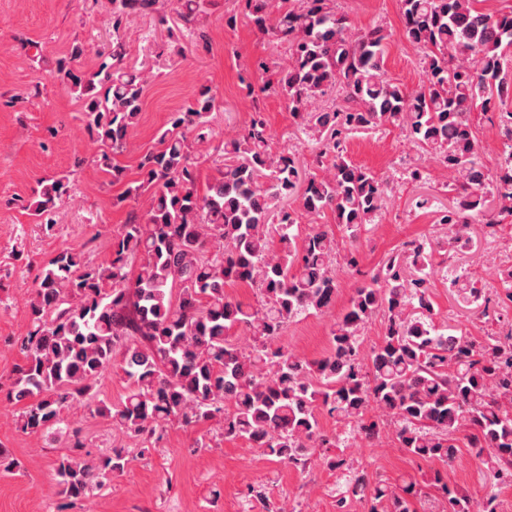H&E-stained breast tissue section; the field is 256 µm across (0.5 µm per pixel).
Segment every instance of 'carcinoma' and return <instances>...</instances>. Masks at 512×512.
Masks as SVG:
<instances>
[{"label":"carcinoma","instance_id":"obj_1","mask_svg":"<svg viewBox=\"0 0 512 512\" xmlns=\"http://www.w3.org/2000/svg\"><path fill=\"white\" fill-rule=\"evenodd\" d=\"M332 2L246 0L253 26L288 42V62L264 91L283 98L315 140V171L304 178L296 156L272 155L266 121L254 112L224 140L223 167L199 190L194 146L207 141L215 109L203 88L171 113L160 149L141 158L145 179L121 194L122 201L142 202L144 214L115 236L112 258L90 266L80 251L65 248L40 269L29 328L12 342L21 363L0 394L25 403L16 421L21 432L67 437L68 452L55 461L59 495L83 499L130 463L123 448L98 459L84 452L69 412L87 408L143 444L160 443L171 425L215 420L224 438L243 439L280 463L304 468L317 454L342 470L336 512H353L356 504L362 512H499L497 486L512 484V331L476 337L439 324L430 269L434 254L468 244L471 218L485 212L488 194L497 196L499 215L512 217V152L488 175L477 162L470 119L475 108L487 113L512 99V7L487 12L477 0H400L405 36L423 52L424 83L409 92L384 76L383 30L352 32ZM106 4L112 41L99 50L102 61L92 71L74 67L84 52L75 46L58 61L56 78L82 102L80 120L118 181L123 169L112 156L126 148L152 79L125 68L123 30L164 0ZM175 4L183 25L205 39L191 26L209 0ZM329 91L341 92V101L313 107ZM387 125L401 127L422 150L443 151L456 174L457 205L438 220L448 238L412 239L389 254L354 289L326 353L309 360L274 342L289 323L334 306L335 231L359 236L385 199L382 179L345 156L343 138ZM69 191L66 177L45 179L26 209L50 231ZM294 196L299 211L329 212L333 223L300 236L298 210L281 206ZM449 283L489 315L477 282L454 270ZM230 285L257 288L258 305L231 297ZM378 313L382 336L365 352L362 331ZM116 366L130 385L110 407L94 385ZM371 407L381 418H366ZM320 409L369 441L392 424L400 446L428 463L450 465L463 440L476 450L490 490L475 501L439 470L422 484L373 483L364 466L329 454L339 437L323 434ZM245 502L300 512L268 508L260 490H250Z\"/></svg>","mask_w":512,"mask_h":512}]
</instances>
